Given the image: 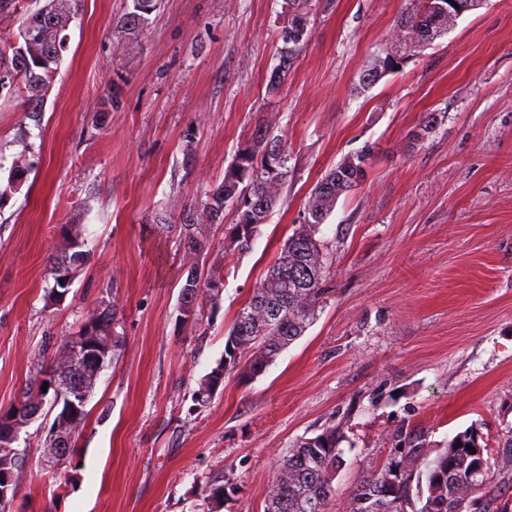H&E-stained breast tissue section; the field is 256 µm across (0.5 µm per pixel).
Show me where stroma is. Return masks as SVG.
I'll list each match as a JSON object with an SVG mask.
<instances>
[{"mask_svg":"<svg viewBox=\"0 0 512 512\" xmlns=\"http://www.w3.org/2000/svg\"><path fill=\"white\" fill-rule=\"evenodd\" d=\"M126 6L81 0L41 128L18 85L0 89V408L99 304L117 308L123 342L60 469L39 464L53 413L23 429L11 512H207L218 478L233 488L223 512H264L280 456L330 425L344 464L327 512H346L409 435L434 454L473 428L498 455L512 428V0H485L368 89L407 0H313L312 36L272 97L285 0H162L132 44L112 33ZM429 112L438 123L412 142ZM260 126L288 146L283 200L245 252L224 248L233 212L203 226L223 296L200 331L180 327L173 226ZM366 145L364 181L321 226L332 267L313 324L263 375L225 377L195 406L313 186ZM24 151L33 168L9 188ZM64 224L84 225L90 256L51 305Z\"/></svg>","mask_w":512,"mask_h":512,"instance_id":"35a3bbf8","label":"stroma"}]
</instances>
